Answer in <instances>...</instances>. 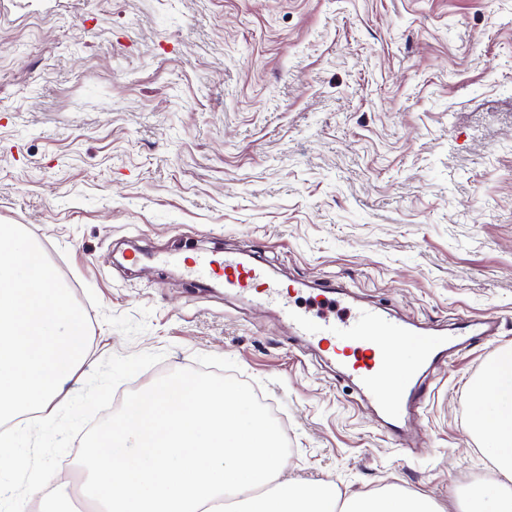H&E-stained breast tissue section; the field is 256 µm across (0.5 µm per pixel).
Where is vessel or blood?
Segmentation results:
<instances>
[{"mask_svg":"<svg viewBox=\"0 0 512 512\" xmlns=\"http://www.w3.org/2000/svg\"><path fill=\"white\" fill-rule=\"evenodd\" d=\"M184 269L196 280L215 279L226 291L247 302L277 308L289 330L330 352L341 377L376 411L385 432L398 440L423 409L428 369L449 352L474 346L495 335L494 314L462 317L452 327H418L395 316L379 302L355 299L342 281L317 289L298 301L301 285H285L255 255H192Z\"/></svg>","mask_w":512,"mask_h":512,"instance_id":"vessel-or-blood-1","label":"vessel or blood"}]
</instances>
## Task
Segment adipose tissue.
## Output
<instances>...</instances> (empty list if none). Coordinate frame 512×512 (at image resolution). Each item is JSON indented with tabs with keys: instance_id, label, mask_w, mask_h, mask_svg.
<instances>
[{
	"instance_id": "1",
	"label": "adipose tissue",
	"mask_w": 512,
	"mask_h": 512,
	"mask_svg": "<svg viewBox=\"0 0 512 512\" xmlns=\"http://www.w3.org/2000/svg\"><path fill=\"white\" fill-rule=\"evenodd\" d=\"M468 430L493 466L490 479L470 487L463 512H512V351L493 356L474 391ZM41 496L43 512H67L68 492L21 490L0 480V512H15L26 497Z\"/></svg>"
}]
</instances>
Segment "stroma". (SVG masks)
<instances>
[{
	"instance_id": "35a3bbf8",
	"label": "stroma",
	"mask_w": 512,
	"mask_h": 512,
	"mask_svg": "<svg viewBox=\"0 0 512 512\" xmlns=\"http://www.w3.org/2000/svg\"><path fill=\"white\" fill-rule=\"evenodd\" d=\"M0 221L87 316L68 395L160 352L120 393L234 375L275 407L281 479L461 512L488 475L472 389L512 350V0H0ZM225 251L498 332L431 370L408 454L275 310L171 268Z\"/></svg>"
}]
</instances>
